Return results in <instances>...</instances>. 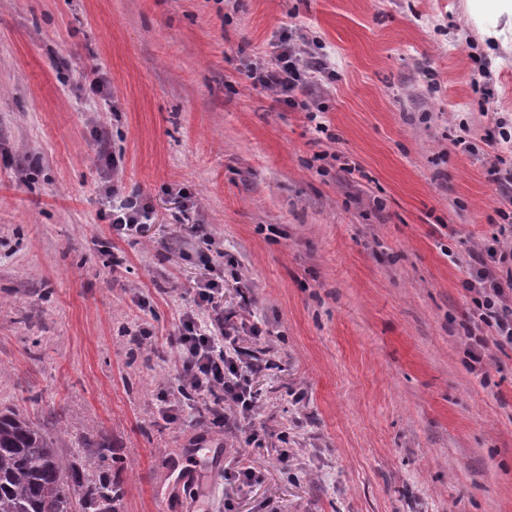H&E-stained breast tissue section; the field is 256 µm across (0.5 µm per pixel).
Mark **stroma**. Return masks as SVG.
<instances>
[{
	"label": "stroma",
	"mask_w": 512,
	"mask_h": 512,
	"mask_svg": "<svg viewBox=\"0 0 512 512\" xmlns=\"http://www.w3.org/2000/svg\"><path fill=\"white\" fill-rule=\"evenodd\" d=\"M285 33L327 65L316 120L248 77ZM95 68L110 100L77 94ZM500 120L512 45L467 0H0V409L110 445L118 512H512V345L469 337L460 263L491 245L512 272ZM130 196L150 217L119 236ZM214 273L239 353L274 363L259 446L204 396L162 414Z\"/></svg>",
	"instance_id": "obj_1"
}]
</instances>
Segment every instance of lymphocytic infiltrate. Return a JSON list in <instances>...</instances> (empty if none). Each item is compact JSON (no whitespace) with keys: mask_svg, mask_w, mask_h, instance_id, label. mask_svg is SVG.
Masks as SVG:
<instances>
[{"mask_svg":"<svg viewBox=\"0 0 512 512\" xmlns=\"http://www.w3.org/2000/svg\"><path fill=\"white\" fill-rule=\"evenodd\" d=\"M254 83L272 89L280 101L300 103L309 113L320 111L317 100L298 101L308 81L293 44L281 42L278 52L264 67L252 70ZM495 250L471 254L467 263L465 288L473 293L475 309L472 316L476 329L489 330L497 344L512 345V305L506 298L512 294V278L500 279L495 271ZM223 288L220 279H208L195 288L197 305L210 308L209 323L199 321L196 312L183 311L175 344L185 373L181 391L185 394H205L212 398L216 409L231 408L234 418L246 419L254 413L256 397L252 391L253 364L238 355L236 344L241 327L232 315L217 303Z\"/></svg>","mask_w":512,"mask_h":512,"instance_id":"f902f5d3","label":"lymphocytic infiltrate"}]
</instances>
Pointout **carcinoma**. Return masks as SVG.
<instances>
[{"label":"carcinoma","instance_id":"1","mask_svg":"<svg viewBox=\"0 0 512 512\" xmlns=\"http://www.w3.org/2000/svg\"><path fill=\"white\" fill-rule=\"evenodd\" d=\"M51 435L16 411H0V512H117L119 483L101 474L111 456L97 444L76 462Z\"/></svg>","mask_w":512,"mask_h":512}]
</instances>
